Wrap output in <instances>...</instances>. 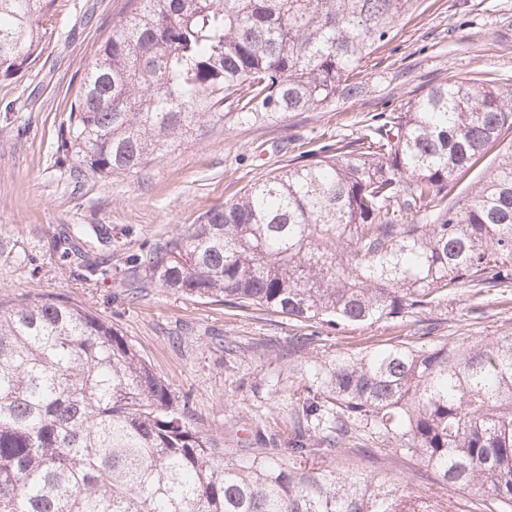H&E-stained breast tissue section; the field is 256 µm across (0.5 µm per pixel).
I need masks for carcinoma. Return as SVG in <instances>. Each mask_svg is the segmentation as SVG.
Returning a JSON list of instances; mask_svg holds the SVG:
<instances>
[{"mask_svg":"<svg viewBox=\"0 0 512 512\" xmlns=\"http://www.w3.org/2000/svg\"><path fill=\"white\" fill-rule=\"evenodd\" d=\"M55 0H0V75L45 51ZM418 0H126L96 48L56 154L135 173L205 124L282 121L365 89L362 62ZM512 130L466 80L354 141L269 175L130 259L124 279L243 311L343 327L419 314L449 291L512 286V145L474 193L448 184ZM79 276L111 269L65 235ZM35 262L0 231V270ZM292 392L286 448L206 435L114 326L54 295L0 298V512H439L397 473L332 459L369 425L396 461L512 512V333L336 351Z\"/></svg>","mask_w":512,"mask_h":512,"instance_id":"carcinoma-1","label":"carcinoma"}]
</instances>
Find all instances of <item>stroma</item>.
Masks as SVG:
<instances>
[{
  "label": "stroma",
  "mask_w": 512,
  "mask_h": 512,
  "mask_svg": "<svg viewBox=\"0 0 512 512\" xmlns=\"http://www.w3.org/2000/svg\"><path fill=\"white\" fill-rule=\"evenodd\" d=\"M125 0H56L46 50L31 69L0 76V230L34 245L36 268L0 271V294H56L118 328L188 397L205 433L228 448H282L290 393L315 364L344 350L415 337L423 347L512 333V287L461 288L432 310L388 323L331 329L247 311L161 287L131 297L125 259L181 232L211 207L322 146L361 136L378 116L403 111L432 87L460 78L488 83L512 104V0H421L367 59L362 96L279 123L208 124L140 173L70 175L55 142L97 45ZM90 240L111 279L84 281L60 260L61 230ZM234 351H226L225 342ZM404 480L448 512H488L468 493L436 483L414 463Z\"/></svg>",
  "instance_id": "obj_1"
}]
</instances>
